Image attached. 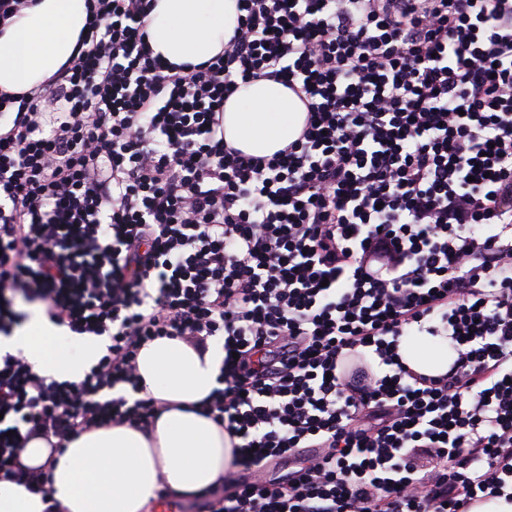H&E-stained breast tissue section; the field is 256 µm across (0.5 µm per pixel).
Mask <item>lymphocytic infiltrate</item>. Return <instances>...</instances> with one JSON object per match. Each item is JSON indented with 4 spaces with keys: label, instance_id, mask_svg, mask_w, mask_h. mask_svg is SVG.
<instances>
[{
    "label": "lymphocytic infiltrate",
    "instance_id": "f902f5d3",
    "mask_svg": "<svg viewBox=\"0 0 512 512\" xmlns=\"http://www.w3.org/2000/svg\"><path fill=\"white\" fill-rule=\"evenodd\" d=\"M92 2L84 49L0 94V297L111 343L77 386L0 358V481L44 492L31 437L150 424L147 342L220 336L214 512L511 502L512 0H237L187 69L152 56V0ZM261 77L307 107L269 158L224 142ZM413 329L446 373L403 360ZM417 348L422 350L418 351ZM400 352L414 370L427 375H438L448 371L455 356L447 337L434 338L416 331L411 336H406Z\"/></svg>",
    "mask_w": 512,
    "mask_h": 512
}]
</instances>
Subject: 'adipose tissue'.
<instances>
[{
	"label": "adipose tissue",
	"mask_w": 512,
	"mask_h": 512,
	"mask_svg": "<svg viewBox=\"0 0 512 512\" xmlns=\"http://www.w3.org/2000/svg\"><path fill=\"white\" fill-rule=\"evenodd\" d=\"M91 0H32L0 27V93L41 88L80 48ZM236 0H155L147 40L164 62L199 64L222 53L237 26ZM307 109L283 84L261 78L242 84L224 103V139L243 154L270 157L301 134ZM103 336L78 335L43 316L0 336V358H25L40 375L81 382L106 352ZM417 372L445 373L455 353L447 337L418 332L401 344ZM222 344L196 347L159 338L137 356L146 393L161 413L143 427L123 423L83 432L53 452L41 437L19 450L40 469L59 512H148L160 489L194 496L223 484L234 461L222 425L198 408L218 388Z\"/></svg>",
	"instance_id": "obj_1"
}]
</instances>
